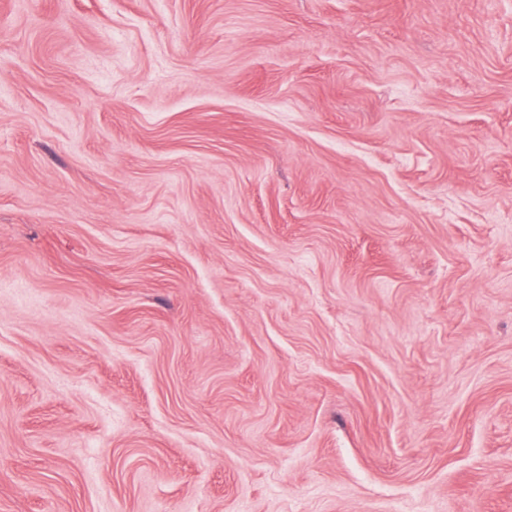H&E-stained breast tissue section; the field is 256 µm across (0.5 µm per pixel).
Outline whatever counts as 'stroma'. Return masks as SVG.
I'll list each match as a JSON object with an SVG mask.
<instances>
[{"label":"stroma","instance_id":"1","mask_svg":"<svg viewBox=\"0 0 512 512\" xmlns=\"http://www.w3.org/2000/svg\"><path fill=\"white\" fill-rule=\"evenodd\" d=\"M0 512H512V0H0Z\"/></svg>","mask_w":512,"mask_h":512}]
</instances>
